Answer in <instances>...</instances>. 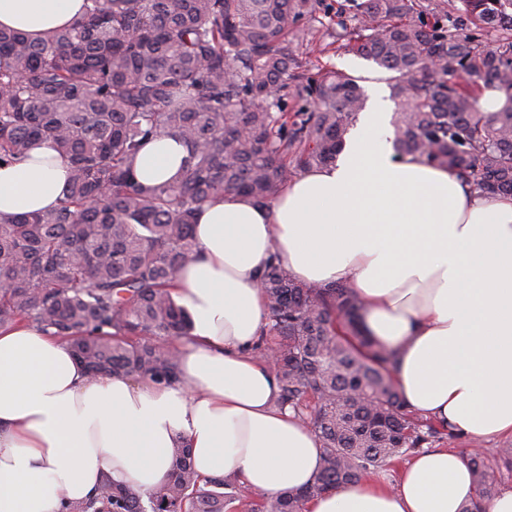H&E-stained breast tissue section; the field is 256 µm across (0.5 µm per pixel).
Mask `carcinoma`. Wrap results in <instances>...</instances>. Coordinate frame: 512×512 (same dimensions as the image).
<instances>
[{"label":"carcinoma","instance_id":"cac0c4a2","mask_svg":"<svg viewBox=\"0 0 512 512\" xmlns=\"http://www.w3.org/2000/svg\"><path fill=\"white\" fill-rule=\"evenodd\" d=\"M73 24L34 40L0 28V164L49 142L71 167L52 209L0 217V327L31 322L65 338L92 377L178 380L174 341L189 336L170 282L196 252L194 219L226 193L266 205L302 171L336 161L364 110L358 79L305 69L299 48L321 0H87ZM469 24L498 33L487 48L413 0H347L337 25L357 56L396 73L395 150L448 169L481 195H512V0H461ZM353 14L355 28L348 29ZM504 96L495 112L479 91ZM185 144L178 177L136 180L141 150ZM265 295L279 403L311 429L322 464L305 487L257 512H305L327 491L389 470L447 424L416 416L393 378L397 352L360 328L363 303L344 284L288 277L277 254ZM482 512L497 479L468 457ZM228 479H201L191 449H172L151 512H227ZM61 512H145L141 497L106 485Z\"/></svg>","mask_w":512,"mask_h":512}]
</instances>
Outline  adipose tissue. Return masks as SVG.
I'll return each mask as SVG.
<instances>
[{
  "mask_svg": "<svg viewBox=\"0 0 512 512\" xmlns=\"http://www.w3.org/2000/svg\"><path fill=\"white\" fill-rule=\"evenodd\" d=\"M83 9L84 0H0V26L40 39ZM390 120L375 97L334 166L305 171L270 205L228 194L197 213L198 257L172 288L192 322L176 343L180 383L92 379L35 326L0 328V512H60L106 481L149 495L166 483L177 442L203 479L229 476L268 495L307 485L320 443L278 407L272 368L253 350L273 252L295 281L358 294L364 332L398 351L409 410L477 438L512 434V196L478 194L398 155ZM184 155L158 139L136 176L170 180ZM68 175L49 144L30 148L0 167V216L55 207ZM474 498L464 453L433 448L397 486L346 485L307 512H461Z\"/></svg>",
  "mask_w": 512,
  "mask_h": 512,
  "instance_id": "adipose-tissue-1",
  "label": "adipose tissue"
}]
</instances>
